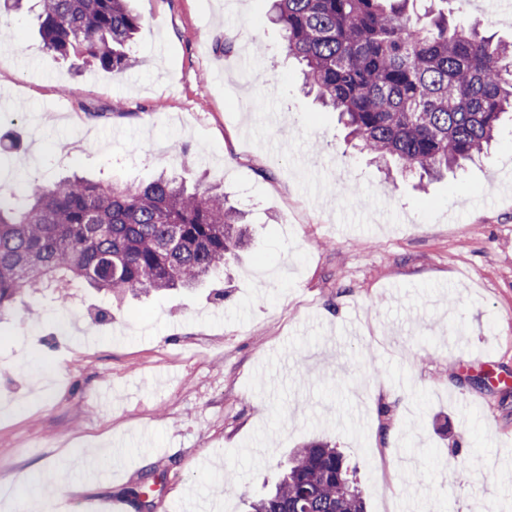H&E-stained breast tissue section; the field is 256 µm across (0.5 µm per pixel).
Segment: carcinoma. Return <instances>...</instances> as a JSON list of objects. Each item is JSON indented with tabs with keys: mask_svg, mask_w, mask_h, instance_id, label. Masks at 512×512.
<instances>
[{
	"mask_svg": "<svg viewBox=\"0 0 512 512\" xmlns=\"http://www.w3.org/2000/svg\"><path fill=\"white\" fill-rule=\"evenodd\" d=\"M44 47L80 51L122 72L142 18L127 0H39ZM284 51L305 86L340 114L361 149L432 178L483 152L512 110V42L481 23L448 22V4L426 21L409 0H271ZM247 242L244 213L217 185L185 178L148 184L74 176L0 195V317L35 288L86 284L128 293L191 288L224 272ZM251 512H366L342 452L297 449Z\"/></svg>",
	"mask_w": 512,
	"mask_h": 512,
	"instance_id": "1",
	"label": "carcinoma"
}]
</instances>
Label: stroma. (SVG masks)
<instances>
[{
  "label": "stroma",
  "mask_w": 512,
  "mask_h": 512,
  "mask_svg": "<svg viewBox=\"0 0 512 512\" xmlns=\"http://www.w3.org/2000/svg\"><path fill=\"white\" fill-rule=\"evenodd\" d=\"M136 64L48 52L0 14V193L78 172L219 183L251 242L211 284L120 305L43 288L0 322V489L246 512L296 448L367 512H512V120L420 186L302 85L270 0H131ZM104 405H97L100 394ZM142 450L117 462L118 443Z\"/></svg>",
  "instance_id": "1"
}]
</instances>
